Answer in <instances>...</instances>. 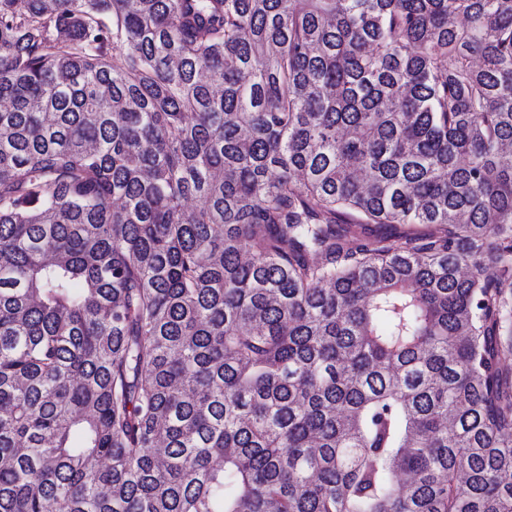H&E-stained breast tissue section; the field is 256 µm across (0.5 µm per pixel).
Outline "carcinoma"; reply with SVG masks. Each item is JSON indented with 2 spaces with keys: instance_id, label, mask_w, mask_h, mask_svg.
<instances>
[{
  "instance_id": "carcinoma-1",
  "label": "carcinoma",
  "mask_w": 512,
  "mask_h": 512,
  "mask_svg": "<svg viewBox=\"0 0 512 512\" xmlns=\"http://www.w3.org/2000/svg\"><path fill=\"white\" fill-rule=\"evenodd\" d=\"M511 354L512 0H0V512H512Z\"/></svg>"
}]
</instances>
